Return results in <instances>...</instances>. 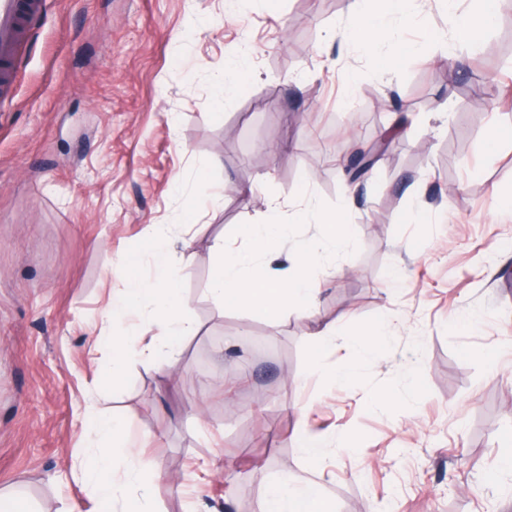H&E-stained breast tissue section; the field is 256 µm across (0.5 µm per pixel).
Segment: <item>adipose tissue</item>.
<instances>
[{
  "label": "adipose tissue",
  "mask_w": 512,
  "mask_h": 512,
  "mask_svg": "<svg viewBox=\"0 0 512 512\" xmlns=\"http://www.w3.org/2000/svg\"><path fill=\"white\" fill-rule=\"evenodd\" d=\"M368 0H353V8L363 23L347 33L363 55H370L373 37L386 34L390 19L403 14L406 0H375L376 12H368ZM152 253L154 274L145 276L138 263L124 257L117 258L114 269L124 287L116 297L115 307L130 311L140 321L157 327L150 341L137 335L123 336L113 341L112 376L120 378L127 360L141 356L164 363L167 352L175 341L191 335L194 326L185 316L186 302L176 280L185 270L167 229L157 228L153 234ZM123 423L112 415H95L84 432L85 460L82 478L92 488L101 504L111 506L116 495V473L139 485L143 500H150L157 468L144 456L142 449L119 448L116 439ZM259 512H329V506L317 485L301 487L289 482L267 484L259 502Z\"/></svg>",
  "instance_id": "adipose-tissue-1"
}]
</instances>
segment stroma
<instances>
[{"label":"stroma","instance_id":"stroma-1","mask_svg":"<svg viewBox=\"0 0 512 512\" xmlns=\"http://www.w3.org/2000/svg\"><path fill=\"white\" fill-rule=\"evenodd\" d=\"M494 10L455 65L442 0H409L368 58L339 41L351 0H46L0 96V491L96 512L75 472L103 411L159 464L153 512H255L279 479L317 483L332 512H512V0ZM231 61L247 73L232 88ZM378 101L407 130L346 190L339 164L379 137ZM347 194L358 251L316 317L212 301L216 240L244 247L235 227L269 201L291 217ZM156 224L191 242L195 331L171 369L133 358L113 382L109 337L136 321L103 323L110 269L132 255L152 272ZM380 322L391 337L354 386L312 372ZM385 388L398 407L371 409ZM313 440L333 453L308 458Z\"/></svg>","mask_w":512,"mask_h":512}]
</instances>
